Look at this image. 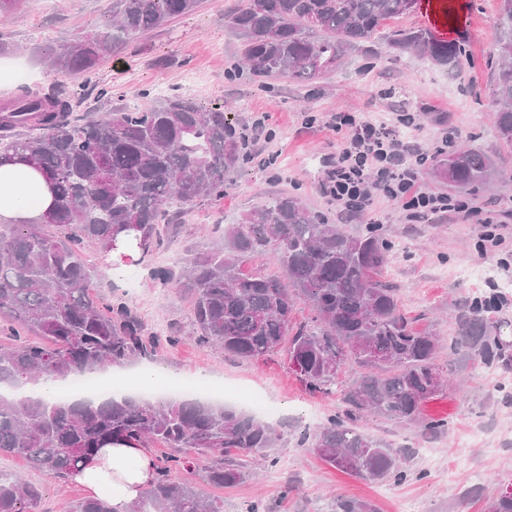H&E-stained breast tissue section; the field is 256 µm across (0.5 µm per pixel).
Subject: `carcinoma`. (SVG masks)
<instances>
[{
  "label": "carcinoma",
  "mask_w": 512,
  "mask_h": 512,
  "mask_svg": "<svg viewBox=\"0 0 512 512\" xmlns=\"http://www.w3.org/2000/svg\"><path fill=\"white\" fill-rule=\"evenodd\" d=\"M200 0H112L103 28L46 50L49 72L91 79L129 37L187 15ZM417 0H241L228 23L240 57L259 80L312 84L336 72L349 53L372 40L389 19L412 14ZM498 63L493 72L494 130L512 148V0H499L494 24ZM398 53H413L453 69L461 51L425 29H401L384 38ZM60 93L24 90L0 106V164L16 156L49 181L54 203L46 224H0V385H37L106 372L152 356L160 336L147 331L127 303L94 291L84 251L116 249L136 240L141 257L166 249L179 234V213L203 197L224 198L226 176L246 161V134L222 107H204L172 94L145 109H113L73 119ZM434 176L459 193L487 184L495 160L477 148L456 149L431 162ZM219 241L190 250L171 266H152L149 279L176 283L189 299L194 338L202 347L254 361L280 352L309 393L340 397V410L301 444L332 467L370 482H404L409 453L359 429L366 412L415 427L422 437L444 435L451 422L424 414L443 393L441 338L416 331L402 315L382 269L395 249L379 224L350 234L282 193L214 226ZM272 257L282 273L253 267ZM311 317L293 322L297 301ZM498 295L464 302L456 315L459 339L448 345L487 367L508 363L491 313ZM354 381L339 385L346 368ZM280 440L277 427L245 411L205 399L61 401L44 396H0V455L66 481L107 444L170 451L155 465L150 488L130 512H223L173 471L209 459V481L230 487L248 474L236 456L267 457ZM42 489L17 473H0V512H36ZM487 512H512V491L499 490ZM68 512H112L106 498H86ZM328 512H377L365 500L336 496Z\"/></svg>",
  "instance_id": "1"
}]
</instances>
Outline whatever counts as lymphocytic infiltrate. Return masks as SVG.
Segmentation results:
<instances>
[{"mask_svg": "<svg viewBox=\"0 0 512 512\" xmlns=\"http://www.w3.org/2000/svg\"><path fill=\"white\" fill-rule=\"evenodd\" d=\"M332 127L343 137L336 146V166L326 176L325 194L341 218L371 213L376 199L394 198L411 220L428 212L454 211L480 224L491 223V216L473 210L465 201L418 186V174L430 150L447 149L449 137L430 147L416 139L404 141L387 123L359 121L345 112L337 113Z\"/></svg>", "mask_w": 512, "mask_h": 512, "instance_id": "1", "label": "lymphocytic infiltrate"}]
</instances>
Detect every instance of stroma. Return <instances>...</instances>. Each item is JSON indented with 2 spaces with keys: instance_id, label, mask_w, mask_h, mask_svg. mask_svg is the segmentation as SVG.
I'll return each instance as SVG.
<instances>
[{
  "instance_id": "stroma-1",
  "label": "stroma",
  "mask_w": 512,
  "mask_h": 512,
  "mask_svg": "<svg viewBox=\"0 0 512 512\" xmlns=\"http://www.w3.org/2000/svg\"><path fill=\"white\" fill-rule=\"evenodd\" d=\"M238 0H201L191 14L132 37L114 56L100 63L93 82L74 74H48L41 48L72 39L102 26L112 0H25L23 8L0 20V41L12 52L0 55V103L22 88L56 91L72 98L73 114H104L128 105L147 108L164 93H184L206 107H224L244 131L264 119L270 142H258L257 160L245 164L232 177L222 200L198 202L185 219V231L171 250L152 256L156 265L171 264L187 247L214 242L212 227L232 224L247 210L285 192L300 197L309 207L342 222L329 206L318 182L304 178L303 158L328 162L336 152L339 134L329 126L331 117L348 112L360 120L392 117L409 112L414 126L395 125L398 138L415 137L435 142L444 129L460 132L462 144L494 155L498 179L493 187H474L461 195L470 206L493 213L500 226L498 245L484 242L485 228L452 214H430L409 222L398 201L380 199L373 216L386 237L396 244L385 274L398 288L402 311L417 327L438 331L442 348L438 361L455 384L427 403L425 412L452 423L449 434L431 440L434 464L420 456L409 462L405 482L367 483L334 469L298 442L310 426L312 412L336 414V396L309 394L290 372L282 356L254 362L241 361L198 345L190 338L188 301L175 287L153 284L144 270L127 268L116 277L103 254L85 251L86 262L99 273L98 292L124 297L150 331L174 328L182 342L160 344L151 362L166 380H193L209 375L236 394L234 404L246 408L257 394L280 407L281 439L265 460L243 457L258 480L228 488L211 485L205 464H198L189 479L207 496L222 499L224 512H245L259 499L270 512H325L330 493L375 504L379 512H403L415 503L421 512H484L487 499L512 484V444L498 443L512 431V365L489 368L463 354L448 351L457 335L455 315L466 298L477 294L475 282L456 278L458 268L499 267L512 263V149L501 145L493 131L490 88L496 58L492 49L493 21L498 0H418L414 15L391 19L385 33L421 27L437 38L460 45L462 55L454 71L437 69L426 60L403 55L379 58L382 43L372 51L352 52L328 79L309 87L282 80H253L240 63L238 42L225 20ZM315 124H307V117ZM361 430L380 436L394 446L417 451L422 441L416 430L374 413L358 421ZM0 470L27 475L43 489L40 512H65L69 501L84 497L75 483L29 470L23 460L1 456Z\"/></svg>"
}]
</instances>
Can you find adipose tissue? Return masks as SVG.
Masks as SVG:
<instances>
[{"label":"adipose tissue","instance_id":"1","mask_svg":"<svg viewBox=\"0 0 512 512\" xmlns=\"http://www.w3.org/2000/svg\"><path fill=\"white\" fill-rule=\"evenodd\" d=\"M51 204L49 187L37 170L21 162L0 165V221L39 219ZM153 478L154 463L147 450L129 446L103 448L71 476L90 496H109L113 512H128Z\"/></svg>","mask_w":512,"mask_h":512}]
</instances>
